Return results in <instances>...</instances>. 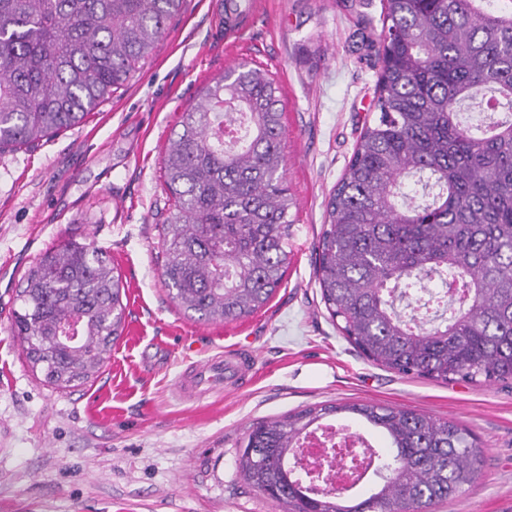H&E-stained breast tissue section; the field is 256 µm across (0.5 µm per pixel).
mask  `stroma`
<instances>
[{
    "label": "stroma",
    "instance_id": "stroma-1",
    "mask_svg": "<svg viewBox=\"0 0 512 512\" xmlns=\"http://www.w3.org/2000/svg\"><path fill=\"white\" fill-rule=\"evenodd\" d=\"M381 0H258L224 31V0H190L150 57L87 120L0 152V512H277L236 459L256 422L321 404L374 402L459 423L483 451L477 481L432 512H512V382L438 383L362 358L315 278L328 197L372 120ZM274 75L284 102L294 221L284 282L258 313L204 324L161 279L171 201L161 162L179 115L227 67ZM73 238L122 274L125 330L102 370L60 389L12 332L16 294L49 249ZM250 343L251 382L194 401L173 394L190 362Z\"/></svg>",
    "mask_w": 512,
    "mask_h": 512
}]
</instances>
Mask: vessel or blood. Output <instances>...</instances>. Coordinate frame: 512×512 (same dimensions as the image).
I'll return each instance as SVG.
<instances>
[{
  "label": "vessel or blood",
  "mask_w": 512,
  "mask_h": 512,
  "mask_svg": "<svg viewBox=\"0 0 512 512\" xmlns=\"http://www.w3.org/2000/svg\"><path fill=\"white\" fill-rule=\"evenodd\" d=\"M252 359L251 352L243 348L226 358L218 356L195 363L179 376L176 392L178 396L187 397L242 384L251 369Z\"/></svg>",
  "instance_id": "vessel-or-blood-1"
}]
</instances>
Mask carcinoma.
<instances>
[{"label":"carcinoma","mask_w":512,"mask_h":512,"mask_svg":"<svg viewBox=\"0 0 512 512\" xmlns=\"http://www.w3.org/2000/svg\"><path fill=\"white\" fill-rule=\"evenodd\" d=\"M188 0H0V150L79 125L125 87ZM253 0H224L235 29ZM376 117L326 205L316 278L343 337L367 360L437 382L512 380V0H382L368 42ZM284 107L274 76L238 65L182 112L162 178L161 276L170 298L204 322L261 310L288 271L294 205L285 184ZM447 287L436 307L396 302L423 280ZM122 276L70 240L29 270L14 332L32 369L59 388L104 367L123 331ZM83 317L80 340L60 339ZM378 429L381 481L320 512H425L477 480L476 438L428 414L374 402L319 405L252 424L236 464L282 512H310L294 486L292 449L331 415Z\"/></svg>","instance_id":"1"}]
</instances>
